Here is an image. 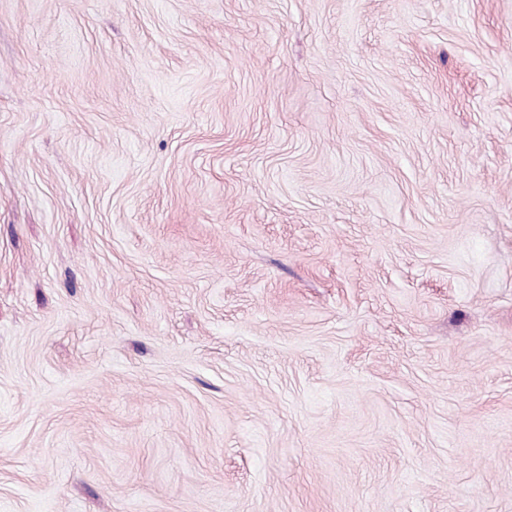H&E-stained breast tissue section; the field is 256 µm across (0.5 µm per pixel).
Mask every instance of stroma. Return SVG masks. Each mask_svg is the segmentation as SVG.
Masks as SVG:
<instances>
[{"label":"stroma","mask_w":512,"mask_h":512,"mask_svg":"<svg viewBox=\"0 0 512 512\" xmlns=\"http://www.w3.org/2000/svg\"><path fill=\"white\" fill-rule=\"evenodd\" d=\"M0 512H512V0H0Z\"/></svg>","instance_id":"1"}]
</instances>
